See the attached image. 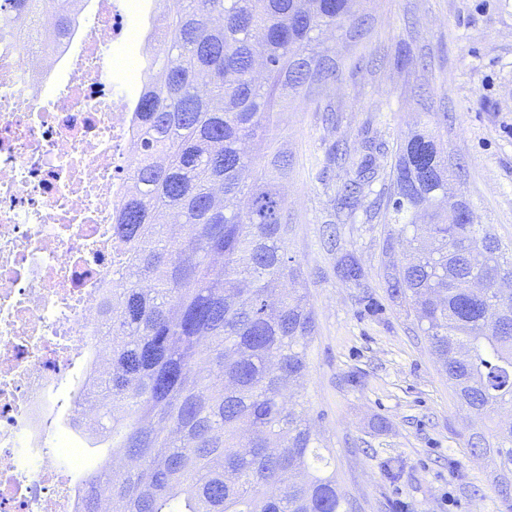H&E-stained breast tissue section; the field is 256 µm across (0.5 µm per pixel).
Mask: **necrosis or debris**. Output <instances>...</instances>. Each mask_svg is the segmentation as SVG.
<instances>
[{
    "instance_id": "1",
    "label": "necrosis or debris",
    "mask_w": 512,
    "mask_h": 512,
    "mask_svg": "<svg viewBox=\"0 0 512 512\" xmlns=\"http://www.w3.org/2000/svg\"><path fill=\"white\" fill-rule=\"evenodd\" d=\"M139 0H91L47 50L0 37V512H75L83 460L41 421L99 329L115 273L112 226L140 159L119 90L133 77Z\"/></svg>"
}]
</instances>
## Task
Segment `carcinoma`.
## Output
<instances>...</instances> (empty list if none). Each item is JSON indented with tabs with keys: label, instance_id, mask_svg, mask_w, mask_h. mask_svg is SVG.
Wrapping results in <instances>:
<instances>
[{
	"label": "carcinoma",
	"instance_id": "cac0c4a2",
	"mask_svg": "<svg viewBox=\"0 0 512 512\" xmlns=\"http://www.w3.org/2000/svg\"><path fill=\"white\" fill-rule=\"evenodd\" d=\"M72 0H0V36L57 16ZM164 44L143 69L134 106L144 161L112 225L120 256L104 289L105 326L91 343L108 457L80 480L75 512H352L326 446L297 400L315 312L288 255L291 215L280 192L292 157L271 132L288 98L336 76L326 35L357 45L370 26L356 0H163ZM338 197L352 215L376 178L371 151ZM451 166L434 138L399 144L383 215L381 277L406 304L462 408L486 419L512 405V246L488 224L448 210ZM403 248V257L396 249ZM343 280L364 287L353 252ZM479 278L486 287L475 289ZM472 452L495 463L512 512V420L476 432Z\"/></svg>",
	"mask_w": 512,
	"mask_h": 512
}]
</instances>
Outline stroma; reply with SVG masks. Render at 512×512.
I'll return each instance as SVG.
<instances>
[{
	"label": "stroma",
	"mask_w": 512,
	"mask_h": 512,
	"mask_svg": "<svg viewBox=\"0 0 512 512\" xmlns=\"http://www.w3.org/2000/svg\"><path fill=\"white\" fill-rule=\"evenodd\" d=\"M360 11L369 37L355 47L332 40L335 81L295 97L278 137L294 161L282 183L294 216L288 253L316 313L304 408L356 512H507L493 464L467 444L474 422L413 315L384 288L381 219L359 208L337 222L349 175L332 157L342 142L355 156L364 138L382 143L371 199L389 190L397 142L427 131L463 168L453 197L512 243V0H363ZM333 223L336 248L326 236ZM345 250L359 256L368 291L338 276ZM366 294L377 312L365 309Z\"/></svg>",
	"instance_id": "stroma-1"
}]
</instances>
